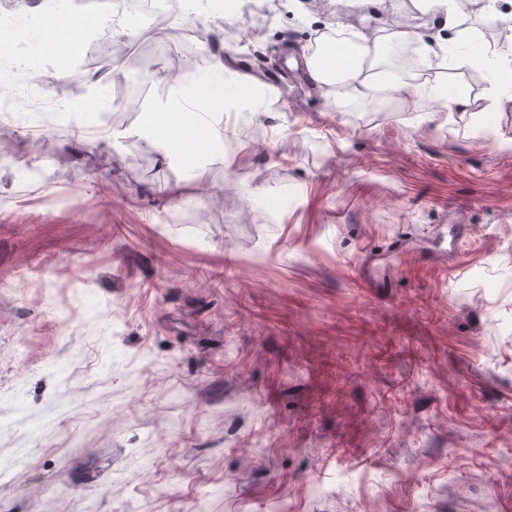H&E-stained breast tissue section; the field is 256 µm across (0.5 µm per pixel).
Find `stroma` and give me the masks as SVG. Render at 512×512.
Instances as JSON below:
<instances>
[{"mask_svg": "<svg viewBox=\"0 0 512 512\" xmlns=\"http://www.w3.org/2000/svg\"><path fill=\"white\" fill-rule=\"evenodd\" d=\"M199 0L113 55L46 47L42 0L0 11L64 122L0 116V512H512V85L443 71V0ZM338 27L409 28L427 81L337 103L293 69ZM219 51L260 114L163 163L136 131ZM183 183L191 196L165 188ZM380 258L383 288L355 264Z\"/></svg>", "mask_w": 512, "mask_h": 512, "instance_id": "stroma-1", "label": "stroma"}]
</instances>
